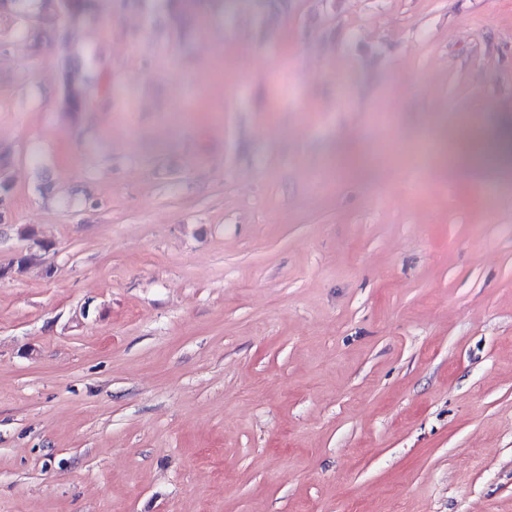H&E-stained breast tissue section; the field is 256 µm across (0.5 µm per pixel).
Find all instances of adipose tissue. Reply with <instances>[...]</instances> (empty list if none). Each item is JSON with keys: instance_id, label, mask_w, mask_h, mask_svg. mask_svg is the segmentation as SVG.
Instances as JSON below:
<instances>
[{"instance_id": "adipose-tissue-1", "label": "adipose tissue", "mask_w": 512, "mask_h": 512, "mask_svg": "<svg viewBox=\"0 0 512 512\" xmlns=\"http://www.w3.org/2000/svg\"><path fill=\"white\" fill-rule=\"evenodd\" d=\"M452 160L465 167L512 170V126L471 117L456 136Z\"/></svg>"}]
</instances>
